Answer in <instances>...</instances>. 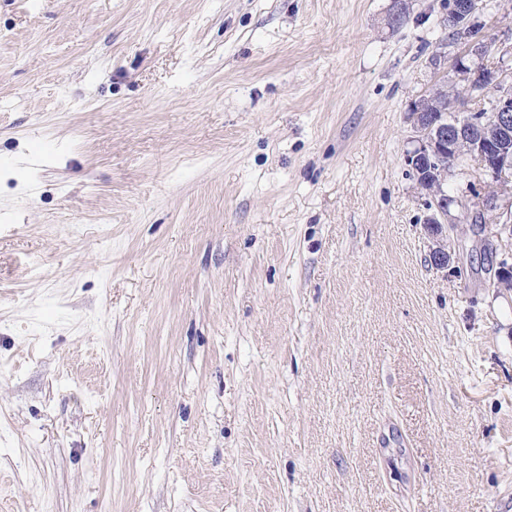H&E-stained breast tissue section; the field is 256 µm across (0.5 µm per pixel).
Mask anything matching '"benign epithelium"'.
Here are the masks:
<instances>
[{
	"label": "benign epithelium",
	"mask_w": 512,
	"mask_h": 512,
	"mask_svg": "<svg viewBox=\"0 0 512 512\" xmlns=\"http://www.w3.org/2000/svg\"><path fill=\"white\" fill-rule=\"evenodd\" d=\"M475 0H452L446 25L462 51L450 80L434 82L410 106L412 147L405 162L419 189L429 198L424 225L433 245L430 263L448 267V230L455 227L451 208L458 204L445 189L451 168L474 166L488 177L481 202L466 214L475 248H490L495 288H512V254L500 252L502 236L512 237V209L499 198L512 192V44L497 48L498 61L487 63L489 39L477 20Z\"/></svg>",
	"instance_id": "1"
}]
</instances>
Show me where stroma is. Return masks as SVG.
Listing matches in <instances>:
<instances>
[{
	"label": "stroma",
	"mask_w": 512,
	"mask_h": 512,
	"mask_svg": "<svg viewBox=\"0 0 512 512\" xmlns=\"http://www.w3.org/2000/svg\"><path fill=\"white\" fill-rule=\"evenodd\" d=\"M409 7L0 0V512H512V289L429 262L457 49Z\"/></svg>",
	"instance_id": "obj_1"
}]
</instances>
